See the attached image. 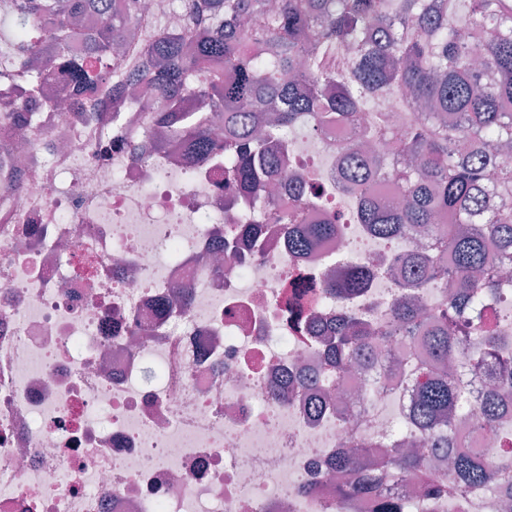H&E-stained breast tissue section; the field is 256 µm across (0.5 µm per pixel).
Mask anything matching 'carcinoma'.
Here are the masks:
<instances>
[{
    "label": "carcinoma",
    "instance_id": "1",
    "mask_svg": "<svg viewBox=\"0 0 512 512\" xmlns=\"http://www.w3.org/2000/svg\"><path fill=\"white\" fill-rule=\"evenodd\" d=\"M172 9L181 14L179 28L158 24L134 62L125 47L135 39L141 0H0L10 26L0 38V86L24 98L0 101V129L14 128L31 102L53 105L57 74L84 98L87 120L107 103L119 110L134 88L152 90L160 101L145 109V134L162 130L224 163L229 195L260 193L288 165L273 137L256 138L261 126L273 131L307 119L319 130L360 125L364 140L392 143L403 203L382 207L371 199L366 187L387 164L360 144L343 148L336 177L357 201L361 223L382 239L428 231V245L403 268L401 287L426 285L443 254L456 271L445 310L401 300L382 332L405 344L422 341L437 357L429 366L401 362L416 384L407 429L448 449L451 477L421 453L400 452L395 441L377 459L336 455V473L347 476L339 495L385 496L408 478L428 496L498 488L512 500V360L473 312L479 297L497 296L500 271L488 246L512 261V155L501 153L512 146V0H279L274 9L267 0H172ZM94 12L102 23L86 32L79 22ZM380 92L402 94L405 122L372 111ZM216 118L224 119L221 140L210 134ZM309 203L290 189L265 210V223L284 226L297 252L335 232L332 223L301 226ZM369 277L366 269L353 271L328 290L359 292ZM474 334L482 349L448 373L444 363ZM371 343L369 327L346 315L324 339L328 363L338 372L360 366ZM467 394L479 407L478 424L501 433L496 469L453 450Z\"/></svg>",
    "mask_w": 512,
    "mask_h": 512
}]
</instances>
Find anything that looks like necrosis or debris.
<instances>
[{"label": "necrosis or debris", "mask_w": 512, "mask_h": 512, "mask_svg": "<svg viewBox=\"0 0 512 512\" xmlns=\"http://www.w3.org/2000/svg\"><path fill=\"white\" fill-rule=\"evenodd\" d=\"M144 104L92 123L32 113L15 138L45 159L20 191L0 154V512H377L337 497L331 458L349 433L392 436L415 385L327 375L319 334L287 313L300 276L371 270L323 302L328 324L385 326L404 294L395 272L420 238L372 235L336 181V145L360 128L278 134L289 170L322 186L305 223L335 222L334 237L299 256L271 227L220 254L232 224L262 221V199L228 202L223 168L173 141L133 161ZM302 374L329 394L321 416L292 384ZM402 494L407 512H499L495 492Z\"/></svg>", "instance_id": "1"}]
</instances>
